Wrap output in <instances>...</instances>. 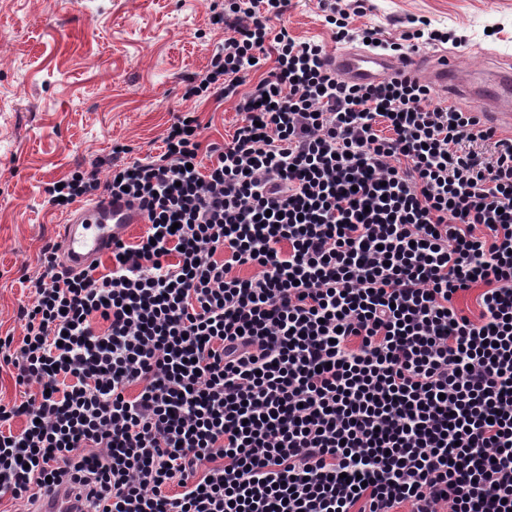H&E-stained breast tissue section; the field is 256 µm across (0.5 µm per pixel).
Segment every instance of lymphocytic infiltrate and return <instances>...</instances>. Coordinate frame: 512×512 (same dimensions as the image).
Listing matches in <instances>:
<instances>
[{"label":"lymphocytic infiltrate","instance_id":"f902f5d3","mask_svg":"<svg viewBox=\"0 0 512 512\" xmlns=\"http://www.w3.org/2000/svg\"><path fill=\"white\" fill-rule=\"evenodd\" d=\"M322 6L340 44L404 57L451 38L386 40ZM287 7L218 16L224 45L187 93L235 101L229 141L180 116L160 155L116 145L109 179L46 187L65 210L126 197L147 229L113 241L104 273L42 249L23 337H0L25 389L0 401V501L512 512V137L416 77L336 76L323 45L274 28ZM474 288L475 318L455 304Z\"/></svg>","mask_w":512,"mask_h":512}]
</instances>
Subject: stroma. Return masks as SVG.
<instances>
[{
	"mask_svg": "<svg viewBox=\"0 0 512 512\" xmlns=\"http://www.w3.org/2000/svg\"><path fill=\"white\" fill-rule=\"evenodd\" d=\"M353 23L398 39L413 18L466 36L446 49L460 76L512 63V0H344ZM224 0H0V336L22 338V281L56 243L63 213L44 189L123 144L159 153L175 116L191 113L202 143L223 142L233 101L186 96L224 27ZM299 41L334 51L319 0H291L279 20Z\"/></svg>",
	"mask_w": 512,
	"mask_h": 512,
	"instance_id": "35a3bbf8",
	"label": "stroma"
}]
</instances>
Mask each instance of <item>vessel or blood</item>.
Returning a JSON list of instances; mask_svg holds the SVG:
<instances>
[{"label":"vessel or blood","mask_w":512,"mask_h":512,"mask_svg":"<svg viewBox=\"0 0 512 512\" xmlns=\"http://www.w3.org/2000/svg\"><path fill=\"white\" fill-rule=\"evenodd\" d=\"M330 70L353 83H375L406 72L424 77L441 90H452L471 102L488 109L491 119L512 127V69L500 67L486 73L460 78L447 55H439L431 65H424L415 56L398 61L386 54L369 49H339L327 58ZM144 221L143 213L122 200L102 195L74 208L64 220L58 244L64 264L82 271L110 251L112 241L132 224Z\"/></svg>","instance_id":"1"}]
</instances>
